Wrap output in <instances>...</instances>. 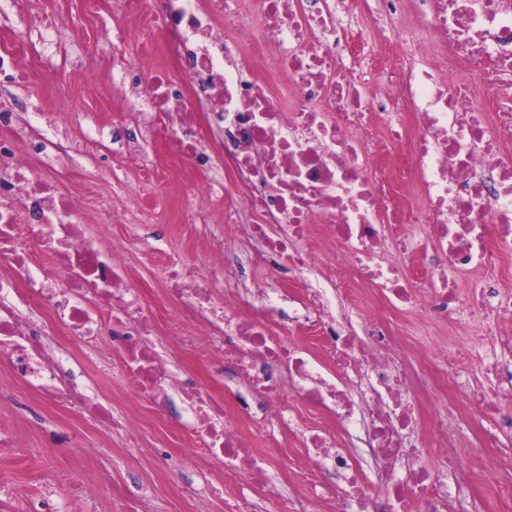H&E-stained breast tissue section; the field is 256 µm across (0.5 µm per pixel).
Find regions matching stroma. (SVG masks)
<instances>
[{"label":"stroma","mask_w":512,"mask_h":512,"mask_svg":"<svg viewBox=\"0 0 512 512\" xmlns=\"http://www.w3.org/2000/svg\"><path fill=\"white\" fill-rule=\"evenodd\" d=\"M48 17L60 21L62 36L70 40L76 51V63L59 66L55 85L14 89L20 107L30 112L38 106L49 113L56 111L59 104H67L70 120L56 124L55 131L78 141L98 137L104 127L124 126L126 114L122 102L101 106L94 91L78 75L80 64L96 55L107 63L119 53L131 59L136 56L128 45L117 44L113 36L112 0H31L25 14L12 16L9 27H0V47L18 40L36 41ZM144 157L149 164L169 174L167 184L155 191L164 201V212L153 225L148 243L130 247L124 260L148 286L147 303L159 308L163 302L154 286L162 279L164 256L179 255L204 276L209 275L210 268L203 248L186 223L189 181L162 147L145 146ZM112 169V154L102 147L95 155L80 156L75 165L65 167L63 179L66 188L88 193L96 200L103 214L94 218L88 229L106 241L122 231L134 235L141 230L137 224H110L108 214L114 210L130 215L138 211L139 197L130 192L129 186L143 184L145 174L132 172L119 180L112 177ZM101 392L111 398L116 409L141 414L143 448L129 447L120 432L101 428L97 435L111 448V458H94L71 450L67 446L69 439L76 431L88 430V423L62 406L43 402L37 393L18 384L9 399L0 401V419L16 427L22 446L17 454L0 457V482L9 483L18 496L34 497L41 495L59 472L75 475L89 472L105 487L142 478L149 484L143 512H225L221 498H203L197 491L206 474L195 467L191 432L183 427L180 415L160 418L149 408L140 406L136 396L125 390L118 374L102 378ZM448 425L464 466L479 471L487 452L479 446L477 421L452 417Z\"/></svg>","instance_id":"1"}]
</instances>
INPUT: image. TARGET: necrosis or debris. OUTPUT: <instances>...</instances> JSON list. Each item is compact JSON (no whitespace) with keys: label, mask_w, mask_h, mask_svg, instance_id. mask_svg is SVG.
<instances>
[{"label":"necrosis or debris","mask_w":512,"mask_h":512,"mask_svg":"<svg viewBox=\"0 0 512 512\" xmlns=\"http://www.w3.org/2000/svg\"><path fill=\"white\" fill-rule=\"evenodd\" d=\"M134 8L153 62L117 78L136 132L113 133V156L136 164L142 143L161 141L187 172H205L192 222L226 286L167 256L157 315L116 259L127 238L106 247L83 231L95 202L62 184L75 145L1 90L0 394L23 383L139 444L135 416L73 371L67 347L41 339L40 309L153 411L182 404L196 457L224 466L208 493L228 512H447V473L474 480L446 451L455 413L478 422L494 482L512 463V0H353L343 21L334 0H113L119 41ZM363 25L366 55L353 40ZM392 38L406 65L384 67ZM431 48L440 59L423 64ZM201 123L217 148L202 149ZM246 262L303 287L246 284ZM318 268L319 285L306 279ZM361 297L371 308L360 325L334 314ZM472 325L487 355L463 341ZM161 328L206 353L221 395L177 375L152 340ZM419 420L444 450L438 468L372 479L346 449L344 429L361 425L385 460L419 458L403 439ZM291 437L301 458L282 460L295 471L287 486L264 451ZM67 486L65 507L41 509L0 484V512H100L86 481ZM255 486L265 505L249 498Z\"/></svg>","instance_id":"4bbe7bcc"}]
</instances>
